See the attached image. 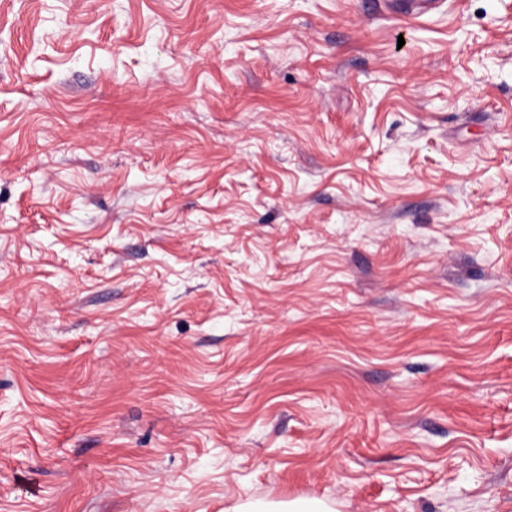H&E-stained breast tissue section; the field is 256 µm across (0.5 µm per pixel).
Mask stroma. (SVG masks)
Wrapping results in <instances>:
<instances>
[{
    "label": "stroma",
    "instance_id": "35a3bbf8",
    "mask_svg": "<svg viewBox=\"0 0 512 512\" xmlns=\"http://www.w3.org/2000/svg\"><path fill=\"white\" fill-rule=\"evenodd\" d=\"M512 512V0H0V512ZM226 512H334L327 501L318 499H293L288 501L247 500L232 506Z\"/></svg>",
    "mask_w": 512,
    "mask_h": 512
}]
</instances>
